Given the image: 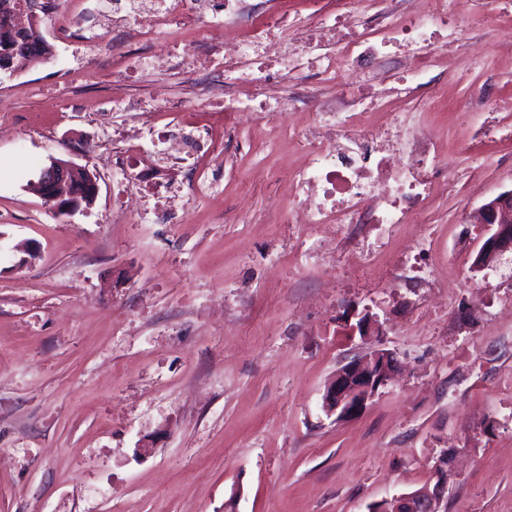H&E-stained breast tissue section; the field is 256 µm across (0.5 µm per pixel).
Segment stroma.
Returning <instances> with one entry per match:
<instances>
[{
	"instance_id": "1",
	"label": "stroma",
	"mask_w": 512,
	"mask_h": 512,
	"mask_svg": "<svg viewBox=\"0 0 512 512\" xmlns=\"http://www.w3.org/2000/svg\"><path fill=\"white\" fill-rule=\"evenodd\" d=\"M101 3L85 27L108 55ZM485 11L471 0L463 53L422 78L448 97L431 116L448 183L390 229L279 223L281 171L304 155L248 119L212 189L183 164L191 223L113 222L112 130L142 116L112 106L135 84L83 78L85 45L59 41L0 78V512H368L434 484L449 449L447 512H512V254L475 268L488 231L466 221L512 188V136L470 140L512 128V17ZM197 78L172 70L148 111ZM51 155L96 176L91 206L61 215L28 190ZM19 243L38 257L19 265ZM422 247L433 266H412ZM379 350L395 380L359 416L326 415L336 370Z\"/></svg>"
}]
</instances>
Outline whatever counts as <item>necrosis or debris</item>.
I'll use <instances>...</instances> for the list:
<instances>
[{
    "label": "necrosis or debris",
    "instance_id": "obj_1",
    "mask_svg": "<svg viewBox=\"0 0 512 512\" xmlns=\"http://www.w3.org/2000/svg\"><path fill=\"white\" fill-rule=\"evenodd\" d=\"M130 40L149 47L173 30L189 35V50L224 68L200 78L192 105L223 113L220 124L185 120L181 104L153 113L146 127L115 130L112 168L133 176L154 211L192 219L171 175L181 149L203 159L223 150L241 112L274 125L285 83L315 103L314 131L291 128L307 156L289 171L288 224H412L436 197L443 161L432 126H405L393 104L407 103L417 79L458 49L464 15L458 0H331L297 46L284 38L293 22L259 14L255 0H133ZM397 60L390 89L374 66ZM310 68L312 82L299 76Z\"/></svg>",
    "mask_w": 512,
    "mask_h": 512
}]
</instances>
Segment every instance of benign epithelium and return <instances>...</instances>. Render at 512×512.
I'll return each mask as SVG.
<instances>
[{"instance_id": "benign-epithelium-1", "label": "benign epithelium", "mask_w": 512, "mask_h": 512, "mask_svg": "<svg viewBox=\"0 0 512 512\" xmlns=\"http://www.w3.org/2000/svg\"><path fill=\"white\" fill-rule=\"evenodd\" d=\"M38 9L36 0L21 4L0 0V39L4 43L0 49V76L16 75L30 61L25 43L30 34L39 32ZM34 189L55 202L63 215L92 205L99 191L97 180L87 168L55 159L43 170ZM479 216L480 223L493 228L475 259V266L485 269L512 252V189L487 200L480 207ZM395 366L396 358L388 351H376L343 365L326 388L324 411L339 419L358 414L387 385ZM435 470L437 480L433 487L384 499L380 504L390 507L391 512H442L448 490L447 464L439 461Z\"/></svg>"}]
</instances>
